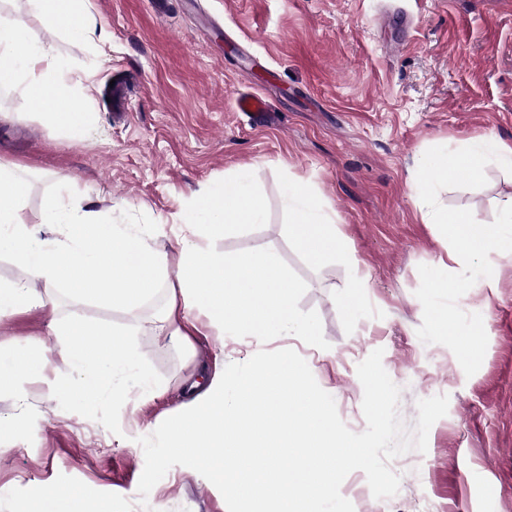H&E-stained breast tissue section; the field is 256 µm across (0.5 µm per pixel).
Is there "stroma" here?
Returning a JSON list of instances; mask_svg holds the SVG:
<instances>
[{
  "label": "stroma",
  "instance_id": "obj_1",
  "mask_svg": "<svg viewBox=\"0 0 512 512\" xmlns=\"http://www.w3.org/2000/svg\"><path fill=\"white\" fill-rule=\"evenodd\" d=\"M92 33L107 31V62L94 77L98 126L73 141L41 123L25 95L0 88V164L32 167L25 217L37 223L60 179H73L89 207L136 225L166 260L138 317L55 291L56 307L0 320V352L29 341L46 360L40 377L0 388V512H19L45 494L78 491L112 512H228L218 489L172 467L140 498L145 458L137 439L188 401L202 371L242 363L260 350L294 349L333 396L340 418L362 432L357 366L383 349L400 387L399 417L417 422V403L449 398L426 453L390 461L398 493L377 499L356 470L341 485L354 512H512V254L490 253V280L458 304L480 314L488 336L480 369L466 376L454 354L423 343L415 295L419 265L448 272L450 244L423 221L416 173L434 146L466 147L494 135L512 144V0H91ZM129 92L115 109L111 84ZM257 93L269 119L236 111ZM251 170L259 221L232 225L213 246L245 258L274 253L299 287L294 306L317 327L303 336H227L201 326L191 347L171 342L158 321L178 285L177 239L185 213L213 186ZM479 189L445 188L440 204L494 221L512 194V174L489 165ZM313 192L360 261L365 284L356 312L342 294L350 268L340 256L313 260L294 245L283 194ZM125 333L136 367L115 385L120 397L66 407L61 390L77 375L56 326L73 318ZM160 385L144 398L139 372Z\"/></svg>",
  "mask_w": 512,
  "mask_h": 512
}]
</instances>
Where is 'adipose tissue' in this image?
<instances>
[{
  "label": "adipose tissue",
  "instance_id": "obj_1",
  "mask_svg": "<svg viewBox=\"0 0 512 512\" xmlns=\"http://www.w3.org/2000/svg\"><path fill=\"white\" fill-rule=\"evenodd\" d=\"M86 0H24L53 34L86 39L89 15ZM71 65L55 54L49 43L0 18V87L22 89L44 124L62 136L79 140L95 129L91 108L93 81L71 83ZM240 174L224 182L190 208L185 224L200 230V239L181 238L179 246L180 299L170 300L160 321L173 335L187 339L200 320L227 334L278 336L315 335L314 325L294 309L297 288L278 258L259 252L247 258H229L210 247L228 225L241 216H256L260 204ZM30 182L18 166L0 165V252L9 253L30 278L45 287L65 285L77 300L94 299L135 313L158 286L164 261L132 226L111 224L85 209L71 180L43 204L40 223H27L25 202ZM285 201L293 217L295 244L307 256L319 259L346 253L351 267L355 254L347 253L345 236L334 216L307 189L292 184ZM72 341L66 357L80 377L77 387L64 389L61 401L80 406L105 401L106 379L126 373L135 360L123 337L106 334L83 320L62 325Z\"/></svg>",
  "mask_w": 512,
  "mask_h": 512
}]
</instances>
